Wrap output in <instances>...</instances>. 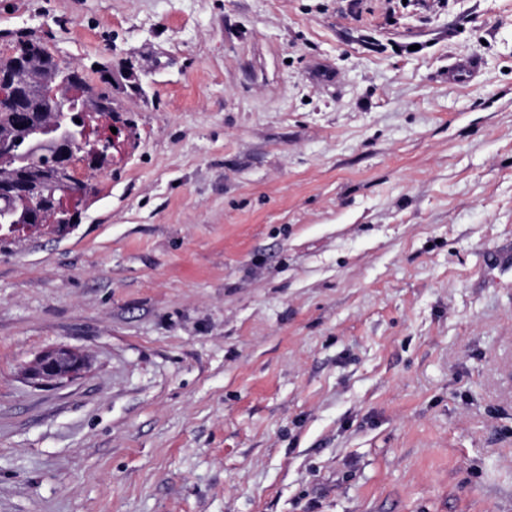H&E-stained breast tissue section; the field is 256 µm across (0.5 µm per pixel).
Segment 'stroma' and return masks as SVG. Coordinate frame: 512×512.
Listing matches in <instances>:
<instances>
[{
    "label": "stroma",
    "instance_id": "1",
    "mask_svg": "<svg viewBox=\"0 0 512 512\" xmlns=\"http://www.w3.org/2000/svg\"><path fill=\"white\" fill-rule=\"evenodd\" d=\"M25 35L120 134L0 236V512H512V0H0ZM85 365V357L76 349L60 346L44 351L26 368V375L41 383L59 382L76 376Z\"/></svg>",
    "mask_w": 512,
    "mask_h": 512
}]
</instances>
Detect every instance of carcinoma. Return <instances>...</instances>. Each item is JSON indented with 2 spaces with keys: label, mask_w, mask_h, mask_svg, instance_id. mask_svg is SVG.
<instances>
[{
  "label": "carcinoma",
  "mask_w": 512,
  "mask_h": 512,
  "mask_svg": "<svg viewBox=\"0 0 512 512\" xmlns=\"http://www.w3.org/2000/svg\"><path fill=\"white\" fill-rule=\"evenodd\" d=\"M9 78L39 86L46 82L60 85V93L77 98L78 109H93L101 117H112V92L110 81L102 79V85H90L83 72L61 61L48 52L41 42L24 38L18 42L16 51L8 57H0V78ZM72 112H43L24 102H0V231L8 234L24 227L45 224L47 221L66 228L78 217L79 206L92 190L90 181L97 167L88 166L85 179L69 186H58L57 209L44 214L39 220H30L26 211L14 198V185L21 181H32L44 186L54 185L55 168L51 153L44 151L28 155L27 149L32 132L51 126H69Z\"/></svg>",
  "instance_id": "obj_1"
}]
</instances>
